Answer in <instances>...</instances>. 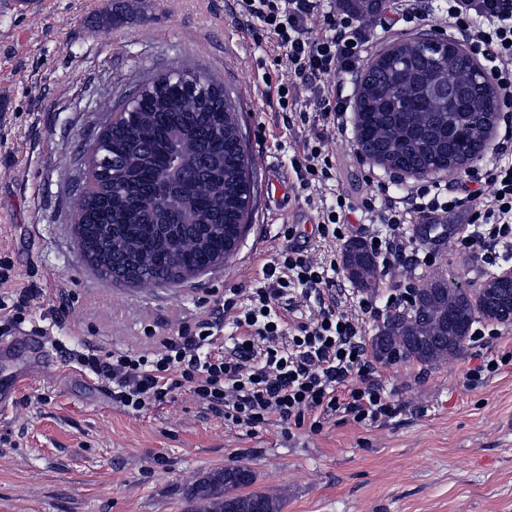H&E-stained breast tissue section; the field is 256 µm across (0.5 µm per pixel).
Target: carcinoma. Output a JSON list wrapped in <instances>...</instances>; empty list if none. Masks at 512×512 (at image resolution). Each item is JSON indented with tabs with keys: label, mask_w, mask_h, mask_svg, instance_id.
<instances>
[{
	"label": "carcinoma",
	"mask_w": 512,
	"mask_h": 512,
	"mask_svg": "<svg viewBox=\"0 0 512 512\" xmlns=\"http://www.w3.org/2000/svg\"><path fill=\"white\" fill-rule=\"evenodd\" d=\"M471 59L457 45L448 51V69L467 70ZM438 75L427 61L410 56L403 62L383 61L371 73L358 102L359 137L383 155L389 168H417L429 174L443 163L461 168L480 154L483 119L493 117L489 105L495 94L476 86L455 102L448 121L434 122L430 112L443 108L424 102L431 78ZM393 87L415 95L413 104L398 110L377 93ZM184 83L177 78L153 77L135 101L140 126L120 116L104 134L100 149H92L85 187L74 216L97 230L99 250L113 261L135 270L160 272L178 282L215 259L232 256L245 224L238 211L240 181H249L246 154L239 147L237 113L226 112L210 94L197 96V106H185ZM226 134L235 145L226 157L224 145H212L211 131ZM122 162L121 180L128 189L112 193V158ZM349 278L367 293L375 292L379 263L362 240L347 242L343 254ZM427 291L415 296L413 309L397 308L380 328L376 358L388 362L400 351V361L445 362L461 353L479 318L503 322L492 294L512 300V283L494 274L479 285L480 308L469 289L453 288L448 280L432 277ZM253 475L241 466L218 470L192 486L189 496L203 502L201 512H282V498L259 492L240 494Z\"/></svg>",
	"instance_id": "carcinoma-1"
}]
</instances>
